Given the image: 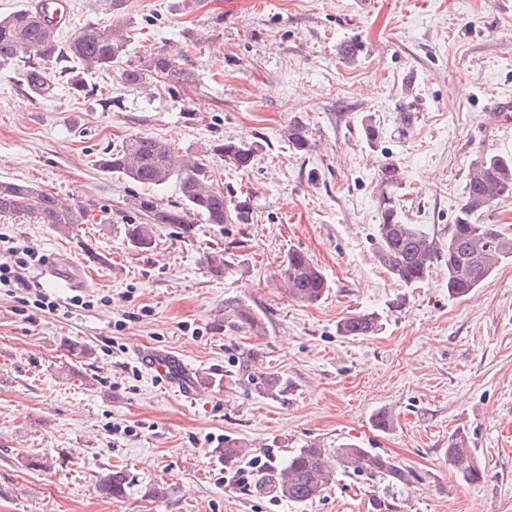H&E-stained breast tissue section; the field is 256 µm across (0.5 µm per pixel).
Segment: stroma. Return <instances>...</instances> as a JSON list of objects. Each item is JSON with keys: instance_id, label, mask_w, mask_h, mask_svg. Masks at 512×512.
<instances>
[{"instance_id": "35a3bbf8", "label": "stroma", "mask_w": 512, "mask_h": 512, "mask_svg": "<svg viewBox=\"0 0 512 512\" xmlns=\"http://www.w3.org/2000/svg\"><path fill=\"white\" fill-rule=\"evenodd\" d=\"M142 29L124 55L134 62L165 46L200 41L193 82L175 93L131 90L115 72L66 78L39 92L23 64L0 66V180H20L64 204L111 210V221L64 236L48 224L0 219V261L13 246L37 259L34 289L87 307L48 313L0 288V512H512V261L468 296L448 294L442 274L410 288L374 256L372 234L384 197L407 224L453 223L469 166L512 154V126L488 129L494 104L512 101V0H127ZM362 51L342 59L340 43ZM417 119L401 130L399 105ZM381 138L369 145L361 120ZM302 124L312 148L295 152L288 125ZM135 135L197 152L217 139L245 138L258 152L248 172L206 162L228 194L251 197L248 224H202L191 239L159 231L156 249L132 250L121 226L134 197L174 202V185L148 187L101 171L105 148ZM394 162L401 181L382 186ZM92 243L103 261L82 288L39 277L41 259L72 268ZM223 251L216 278L203 250ZM313 259L332 285L316 304L294 301L278 275L288 250ZM260 312L262 335L218 326L224 301ZM375 312L378 334L347 337L345 317ZM88 344L71 356L68 341ZM153 346L189 363L204 392L178 395L137 369L135 348ZM288 378L282 397L256 391L240 364ZM385 409L393 427L376 430ZM464 433L487 477L461 480L444 450ZM241 439L248 464L224 466L225 436ZM327 448L351 442L423 474L391 488L337 475L306 505L260 491L265 445ZM49 467L31 469L30 457ZM119 466L129 497L95 489ZM169 489L160 502L146 487Z\"/></svg>"}]
</instances>
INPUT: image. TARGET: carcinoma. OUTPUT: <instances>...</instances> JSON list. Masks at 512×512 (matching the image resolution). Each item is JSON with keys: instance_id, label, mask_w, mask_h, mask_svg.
Listing matches in <instances>:
<instances>
[{"instance_id": "cac0c4a2", "label": "carcinoma", "mask_w": 512, "mask_h": 512, "mask_svg": "<svg viewBox=\"0 0 512 512\" xmlns=\"http://www.w3.org/2000/svg\"><path fill=\"white\" fill-rule=\"evenodd\" d=\"M108 10L113 15L109 25L79 21L63 46L54 18L45 10L37 6L18 9L0 18V64L29 65L28 80L39 89L48 86L57 67L59 73L70 75L73 89L79 92L84 88L82 74L112 68L139 34L140 28L125 14L124 0H108ZM197 47L196 42L172 44L126 65L117 71V77L131 89L155 80L172 93L192 81L186 63ZM287 139L297 152L311 150L306 130L298 123L288 126ZM205 152L244 172L254 164L257 144L244 139L216 140ZM95 163L137 184L161 186L173 182L178 188L179 202L174 204H165L150 195L136 198L137 218L124 224L123 232L137 251L154 249L158 231L165 226L189 239L199 224H247L251 220L248 196L226 198L209 165L189 154L176 153L170 144L156 137H131L99 154ZM466 188L454 223L437 230L404 224L395 203L389 200L383 204L372 241L377 261L393 279L415 287L442 269L448 296L458 298L479 287L502 262L512 260V233L495 224L479 223L483 212L512 196V155L491 154L471 164ZM0 217L51 224L66 236L75 226L93 220L88 207H63L52 194L15 181H0ZM200 264L210 275L224 276L223 252H202ZM280 276L292 299L303 304L318 303L331 290L326 275L301 250L288 251ZM218 326L256 336L265 329L260 314L237 297L224 300V318ZM381 326L378 314L360 312L341 320L337 330L343 336H372ZM255 380L260 393L270 398L288 391V379L275 371L261 373ZM219 453L224 466L236 467L247 457L248 449L240 439L226 436ZM446 454L448 465L464 481L478 483L485 478V472L468 452L467 439L452 437ZM266 468L268 492L295 504L321 497L340 472L364 481H383L392 487L424 480L420 472L354 443L331 449L310 441L281 453L269 448ZM131 483L125 469H109L99 476L96 490L103 498L121 499Z\"/></svg>"}]
</instances>
